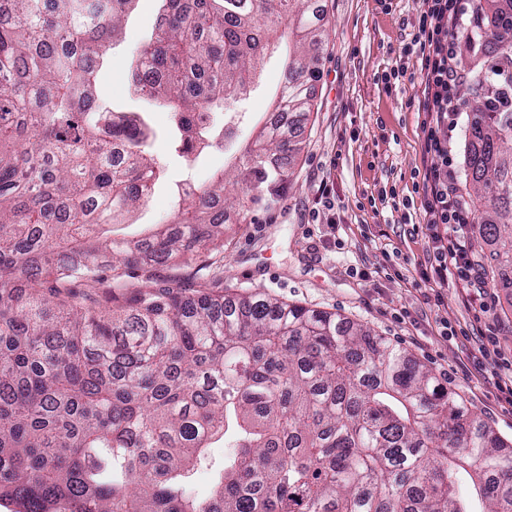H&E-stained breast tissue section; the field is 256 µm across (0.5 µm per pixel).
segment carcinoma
I'll return each mask as SVG.
<instances>
[{
  "label": "carcinoma",
  "instance_id": "cac0c4a2",
  "mask_svg": "<svg viewBox=\"0 0 512 512\" xmlns=\"http://www.w3.org/2000/svg\"><path fill=\"white\" fill-rule=\"evenodd\" d=\"M0 0V506L14 512H512V448L401 347L261 294L174 288L154 265L224 245V172L139 240L100 241L160 170L138 112L97 72L136 0ZM127 76L165 107L182 156L288 40L278 109L311 111V0H160ZM465 186L492 272L512 269V0H477ZM297 151L277 120L246 150L240 208L268 203ZM139 278L131 295L123 276ZM108 289L86 303L81 287ZM224 465L205 495L189 477Z\"/></svg>",
  "mask_w": 512,
  "mask_h": 512
}]
</instances>
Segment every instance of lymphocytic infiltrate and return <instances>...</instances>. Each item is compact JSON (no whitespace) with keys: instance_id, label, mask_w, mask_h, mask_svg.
<instances>
[{"instance_id":"f902f5d3","label":"lymphocytic infiltrate","mask_w":512,"mask_h":512,"mask_svg":"<svg viewBox=\"0 0 512 512\" xmlns=\"http://www.w3.org/2000/svg\"><path fill=\"white\" fill-rule=\"evenodd\" d=\"M476 19L469 0H419L412 43L419 62L422 97L418 110L423 165V230L429 247L424 274L442 305L451 288L469 290V303L483 307L486 284L470 239L469 204L458 187L446 133L455 129L465 104L456 95L463 74L456 64L460 31Z\"/></svg>"}]
</instances>
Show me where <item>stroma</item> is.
Here are the masks:
<instances>
[{"mask_svg":"<svg viewBox=\"0 0 512 512\" xmlns=\"http://www.w3.org/2000/svg\"><path fill=\"white\" fill-rule=\"evenodd\" d=\"M318 74L308 84L314 109L292 127L300 150L279 199L256 207L224 226V246L202 252L200 264L211 286L231 296L262 293L309 309L337 313L370 327L404 348L455 391L471 413L512 445V405L494 386L493 360L474 367L477 333L495 327L503 355L512 354V269L488 281L486 311L466 306L449 291L440 307L425 302L429 283L419 267L428 247L420 223L421 198L413 181L421 169L415 57H401L414 32L416 0H320ZM158 0H137L98 73L100 100L118 111L138 112L139 95L123 85L141 43L150 37ZM288 51L264 59L259 77L238 107L239 124L223 148L198 157L180 156L169 133L168 114L156 109L148 122L150 151L163 172L150 198L127 223L107 227L110 235L137 238L171 219L178 186L208 185L214 174L234 168L236 158L272 116V104L287 81ZM403 69L392 92L384 74ZM330 181L335 207L330 215L340 234L316 223L318 187ZM395 198L371 208L381 190ZM332 222V223H333ZM345 238L336 248L335 237ZM456 334L444 337L445 326Z\"/></svg>","mask_w":512,"mask_h":512,"instance_id":"35a3bbf8","label":"stroma"}]
</instances>
